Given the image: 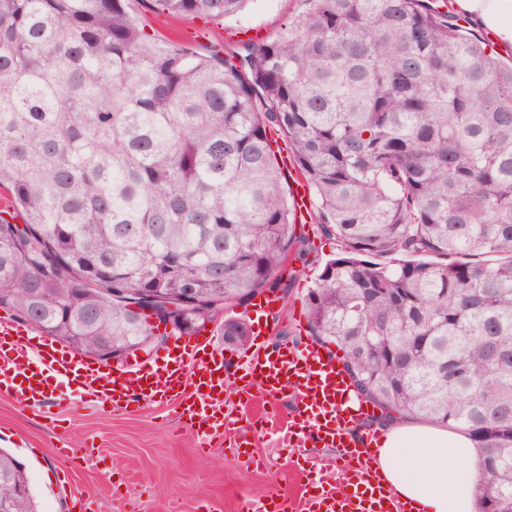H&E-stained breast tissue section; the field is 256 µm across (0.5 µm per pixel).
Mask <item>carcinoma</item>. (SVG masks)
Instances as JSON below:
<instances>
[{
  "label": "carcinoma",
  "mask_w": 512,
  "mask_h": 512,
  "mask_svg": "<svg viewBox=\"0 0 512 512\" xmlns=\"http://www.w3.org/2000/svg\"><path fill=\"white\" fill-rule=\"evenodd\" d=\"M149 2L222 22L251 0ZM304 2L220 56L127 0H0V309L93 357L158 343L110 288L197 289L180 336L273 290L310 251L277 128L340 243L308 335L389 419L464 428L477 512H512V62L429 0ZM0 499L38 512L2 448ZM268 136H269V138L272 139L271 146L275 153V157H276L279 165L281 167H283L282 171L284 173L283 174L284 175V180H283L284 190L287 195H290L291 184H292L293 180L297 179V177H296L294 169L291 168L289 150H288V142L285 140V138H283L279 134V132L271 131L270 133H268ZM285 158H288V170L284 167V159ZM290 168L292 169V173H293L294 177H292L290 174V170H289Z\"/></svg>",
  "instance_id": "1"
}]
</instances>
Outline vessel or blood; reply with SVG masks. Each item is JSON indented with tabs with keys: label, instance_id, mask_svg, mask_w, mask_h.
<instances>
[{
	"label": "vessel or blood",
	"instance_id": "vessel-or-blood-1",
	"mask_svg": "<svg viewBox=\"0 0 512 512\" xmlns=\"http://www.w3.org/2000/svg\"><path fill=\"white\" fill-rule=\"evenodd\" d=\"M280 308L277 294L263 292L255 297L248 316L259 321L276 316ZM63 383L116 411L136 398L174 405L203 443L232 440L237 454L251 462L269 422L267 412L250 408L255 392L274 405L291 396L295 408L284 428L285 446L302 448L312 440L329 453L304 467L300 493L246 497L239 512H411L384 485L374 456L353 440L358 423L374 410L364 401L351 403L340 362L320 344L312 342L298 351L287 346L270 350L256 343L231 371L223 346L202 330L176 342L162 367L110 370L35 339L29 324L0 318V394L13 393L40 406ZM232 386L238 396L233 411L224 406V392Z\"/></svg>",
	"mask_w": 512,
	"mask_h": 512
}]
</instances>
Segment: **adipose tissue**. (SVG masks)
I'll return each instance as SVG.
<instances>
[{"label": "adipose tissue", "instance_id": "obj_1", "mask_svg": "<svg viewBox=\"0 0 512 512\" xmlns=\"http://www.w3.org/2000/svg\"><path fill=\"white\" fill-rule=\"evenodd\" d=\"M459 14L512 49V0H453ZM370 445L387 483L419 512H475L478 450L467 433L402 420L375 425Z\"/></svg>", "mask_w": 512, "mask_h": 512}]
</instances>
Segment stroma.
Listing matches in <instances>:
<instances>
[{
    "label": "stroma",
    "instance_id": "obj_1",
    "mask_svg": "<svg viewBox=\"0 0 512 512\" xmlns=\"http://www.w3.org/2000/svg\"><path fill=\"white\" fill-rule=\"evenodd\" d=\"M129 7L148 30L163 36L195 28L187 45L207 54L246 38L274 36L305 4L253 0L238 17L221 23L172 17L143 0H130ZM336 252L335 242H316L307 262H294L282 276L288 298L266 328V346H305L302 294ZM200 445L169 404L133 402L115 411L79 402L63 387L45 407L33 410L17 396L0 395V448L24 464L40 512H77L78 500L87 496L100 512H237L243 497L296 492L301 478L290 462L325 453L318 446L284 448L269 434L258 441L259 463L249 465L225 444L206 452Z\"/></svg>",
    "mask_w": 512,
    "mask_h": 512
}]
</instances>
